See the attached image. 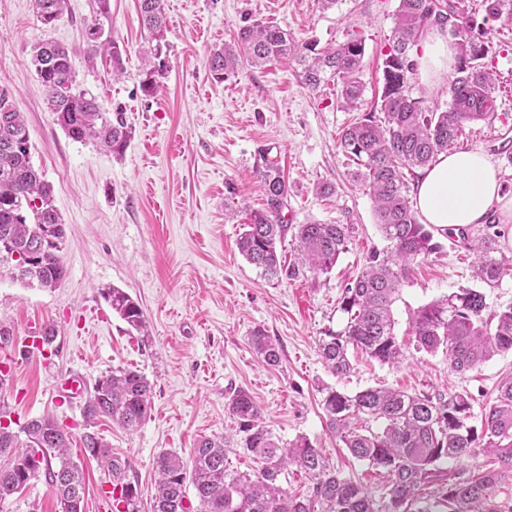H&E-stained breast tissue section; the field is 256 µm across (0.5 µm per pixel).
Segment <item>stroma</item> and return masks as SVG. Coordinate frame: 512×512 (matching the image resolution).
<instances>
[{
  "label": "stroma",
  "mask_w": 512,
  "mask_h": 512,
  "mask_svg": "<svg viewBox=\"0 0 512 512\" xmlns=\"http://www.w3.org/2000/svg\"><path fill=\"white\" fill-rule=\"evenodd\" d=\"M168 29L155 44L143 27L137 0H110V14H97L95 0H67L61 20L46 27L33 0H0V89L11 91L30 137L32 160L53 186L64 225L62 261L66 275L57 288L29 287L0 279V327L11 342L32 327L55 334L51 356L17 363L0 359L7 380L0 408L12 421L51 416L80 439L82 408L95 382L120 368L139 371L152 386V411L133 432L108 420L96 426L113 452L131 459L130 474L142 504H149L154 460L168 451L189 456L198 439L226 437L228 457L242 471L251 458L236 443L238 425L225 407L229 394L248 390L281 442L306 437L341 476L360 481L377 498L385 480L367 463L352 458L325 421L322 399L333 389L348 395L369 387L448 396L465 392L475 401L512 374V353L493 356L474 370H451L446 352L416 350L413 312L434 300L474 287V255L481 225L467 240L441 238V248L415 265L393 306L395 332L406 345L396 366L352 354L353 371L328 370L318 342L342 329L338 302L371 250H383L373 202L356 181L355 164L340 144L355 114L343 110L336 89L312 91L296 65L273 62L240 65L223 81L209 73L205 59L230 42L252 20L277 22L298 42L319 46L360 34L365 44L360 111L375 110L382 90V60L392 36L399 0H165ZM99 25L123 46L120 78L101 59H89L85 32ZM52 40L66 46L79 89L103 111L122 113L131 130L123 154L96 143L72 140L46 106L45 89L31 63L35 45ZM485 62L495 75L497 110L470 123L455 151L480 149L497 171L502 195L512 197V18L493 22L484 37ZM161 49L168 72L151 96L141 89L148 53ZM446 70L432 75L414 69L412 97L430 107H447ZM279 163L288 182L281 216L288 224L319 221L348 225V249L327 273L300 269L271 279L238 251L237 239L250 211L264 209L254 171L262 158ZM321 183L335 186L325 198ZM114 287L138 302L148 332L140 334L113 312L104 288ZM263 328L278 344L279 365L269 366L254 351L250 336ZM80 379L79 394L57 399L55 390ZM0 512H58L45 478L0 503Z\"/></svg>",
  "instance_id": "stroma-1"
}]
</instances>
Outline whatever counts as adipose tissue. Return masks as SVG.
Returning <instances> with one entry per match:
<instances>
[{
  "label": "adipose tissue",
  "instance_id": "obj_1",
  "mask_svg": "<svg viewBox=\"0 0 512 512\" xmlns=\"http://www.w3.org/2000/svg\"><path fill=\"white\" fill-rule=\"evenodd\" d=\"M414 202L424 223L438 228L484 223L495 207L512 218V198L502 196L495 170L476 149L440 156L424 169Z\"/></svg>",
  "mask_w": 512,
  "mask_h": 512
}]
</instances>
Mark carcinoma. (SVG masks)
I'll list each match as a JSON object with an SVG mask.
<instances>
[{"instance_id": "obj_1", "label": "carcinoma", "mask_w": 512, "mask_h": 512, "mask_svg": "<svg viewBox=\"0 0 512 512\" xmlns=\"http://www.w3.org/2000/svg\"><path fill=\"white\" fill-rule=\"evenodd\" d=\"M36 15L58 21L66 0H34ZM139 12L150 38L157 42L143 70V91L154 94L167 71L158 41L167 30L164 0H138ZM482 22L459 0H399L392 42L382 61L383 86L379 118L366 113L341 132L340 142L357 165L354 177L370 190L374 218L390 244L373 251L362 272L348 285L340 301L346 316L343 329L328 331L318 346L326 366L341 376L351 372L349 351H361L381 364L397 365L405 359V344L395 333L392 306L400 287L418 259L441 247L435 234L465 237L464 228L435 231L422 224L410 205L403 170L432 165L448 152L467 124L495 111L493 73L483 63L485 24L512 11V0H481ZM439 27L454 40L455 76L448 88V108L423 104L408 91L414 70L410 51L431 28ZM90 56L110 59L120 74L122 49L110 38L87 37ZM365 47L358 36L320 48L313 42L298 44L288 31L272 22L255 21L239 29L234 44L211 49L206 66L217 81L243 60L262 66L287 60L300 66L302 84L317 89L332 82L337 99L346 109L362 101L360 78ZM32 65L41 81L47 107L57 124L75 141L95 139L111 152L123 153L131 132L122 113L102 110L95 98L77 89L69 50L53 41L38 43ZM0 90V242L30 259L25 283L53 289L65 277L61 252L63 225L51 186L31 161V144L21 112L5 101ZM266 208L251 214L237 241L239 252L262 273L276 278L284 270L278 246L288 233L281 210L288 184L278 163L263 159L256 170ZM50 228L49 238L41 232ZM295 238L301 262L313 272H327L347 248L346 224L296 225ZM495 218L486 220L484 236L470 246L475 254L474 277L489 288L512 274V260L500 247ZM112 311L131 328L146 330L141 307L118 288L103 290ZM485 296L476 288L464 289L430 302L413 313L412 336L416 350L448 353L450 368L459 373L477 368L499 352H512V304L491 317H483ZM251 344L269 366L280 362L279 347L264 329L252 331ZM152 387L138 371L120 369L103 376L86 400L83 415L91 422L108 418L135 430L149 418ZM473 399L467 393L446 398L369 387L354 395L330 390L322 400L328 428L349 454L388 478V500L378 502L361 485L343 479L329 459L305 438L283 446L261 420V409L251 394L238 389L225 407L243 433L239 448L256 467H233L224 440L202 438L191 450L190 461L162 452L155 460L151 512H191L185 503L187 487L195 490L199 512H512L495 499L504 480L512 482V376L502 379L491 396L479 405L481 432L468 425ZM380 426L372 428L371 423ZM72 435L68 427L50 417L34 419L14 431L0 423V503L28 486L27 470L45 473L59 512H78L85 498V472L68 454ZM83 455L107 471L109 483L121 487L125 512H139L137 486L128 478L131 461L112 453L98 433L81 436ZM477 452L492 461L473 470H454L444 464L458 462ZM57 464H52V460ZM295 464L312 482L306 500L292 496L280 477Z\"/></svg>"}]
</instances>
